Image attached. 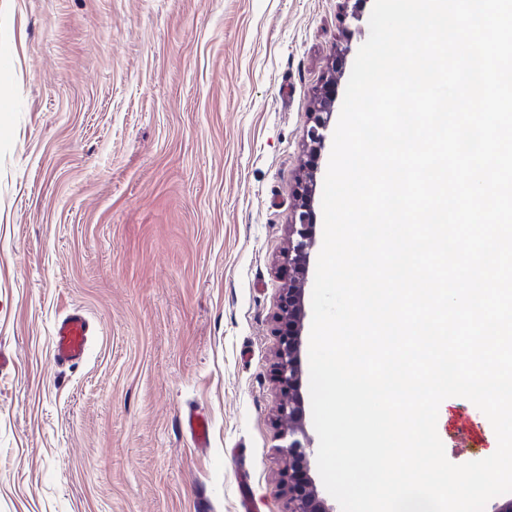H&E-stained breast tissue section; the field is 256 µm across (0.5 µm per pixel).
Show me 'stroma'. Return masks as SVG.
<instances>
[{"mask_svg": "<svg viewBox=\"0 0 512 512\" xmlns=\"http://www.w3.org/2000/svg\"><path fill=\"white\" fill-rule=\"evenodd\" d=\"M374 0H0V512H288L278 259ZM94 325L58 367V318ZM210 419L193 450L182 417ZM449 461L497 438L441 403Z\"/></svg>", "mask_w": 512, "mask_h": 512, "instance_id": "stroma-1", "label": "stroma"}]
</instances>
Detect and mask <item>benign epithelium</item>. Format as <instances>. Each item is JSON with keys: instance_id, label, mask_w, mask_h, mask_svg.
I'll use <instances>...</instances> for the list:
<instances>
[{"instance_id": "obj_1", "label": "benign epithelium", "mask_w": 512, "mask_h": 512, "mask_svg": "<svg viewBox=\"0 0 512 512\" xmlns=\"http://www.w3.org/2000/svg\"><path fill=\"white\" fill-rule=\"evenodd\" d=\"M335 94V80H330L310 112V125L304 133L306 160L299 180L297 199L286 224L287 247L281 255L279 271L288 276L276 316L278 344L275 351L274 380L282 394L276 410L278 437L288 440L282 452L288 459L283 471L282 490L288 500V512H336L327 503L309 476L313 440L305 425L302 388L301 345L305 317L304 289L297 287L308 274L310 250L314 245L316 213L313 187L319 171V159L327 139L331 112L326 104Z\"/></svg>"}]
</instances>
